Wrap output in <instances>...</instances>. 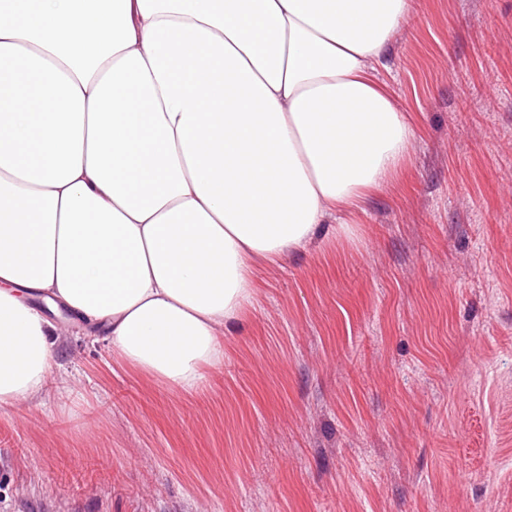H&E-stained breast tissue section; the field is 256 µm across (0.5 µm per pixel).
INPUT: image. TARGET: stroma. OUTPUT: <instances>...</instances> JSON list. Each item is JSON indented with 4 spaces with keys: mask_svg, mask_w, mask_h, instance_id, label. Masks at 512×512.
<instances>
[{
    "mask_svg": "<svg viewBox=\"0 0 512 512\" xmlns=\"http://www.w3.org/2000/svg\"><path fill=\"white\" fill-rule=\"evenodd\" d=\"M374 75L394 183L255 266L195 390L69 321L0 405V512H512V0H413Z\"/></svg>",
    "mask_w": 512,
    "mask_h": 512,
    "instance_id": "35a3bbf8",
    "label": "stroma"
}]
</instances>
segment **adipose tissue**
I'll list each match as a JSON object with an SVG mask.
<instances>
[{
	"label": "adipose tissue",
	"mask_w": 512,
	"mask_h": 512,
	"mask_svg": "<svg viewBox=\"0 0 512 512\" xmlns=\"http://www.w3.org/2000/svg\"><path fill=\"white\" fill-rule=\"evenodd\" d=\"M412 0H0V405L56 315L199 386L256 259L393 180L414 129L372 79Z\"/></svg>",
	"instance_id": "obj_1"
}]
</instances>
